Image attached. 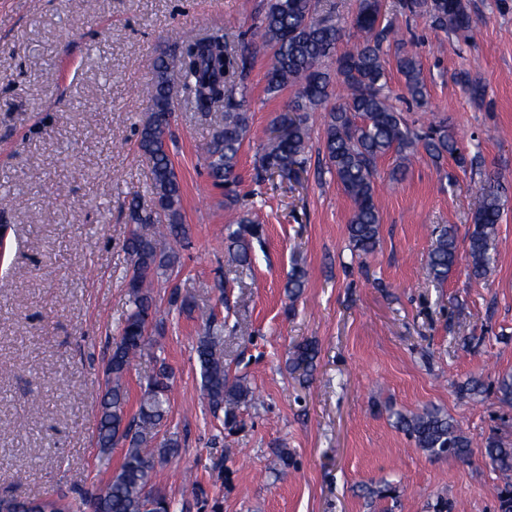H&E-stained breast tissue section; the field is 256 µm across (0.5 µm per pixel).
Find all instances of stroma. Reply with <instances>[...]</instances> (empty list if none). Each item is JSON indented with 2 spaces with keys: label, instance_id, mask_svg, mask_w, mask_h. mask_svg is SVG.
Instances as JSON below:
<instances>
[{
  "label": "stroma",
  "instance_id": "stroma-1",
  "mask_svg": "<svg viewBox=\"0 0 512 512\" xmlns=\"http://www.w3.org/2000/svg\"><path fill=\"white\" fill-rule=\"evenodd\" d=\"M267 0H0V496L72 499L107 481L123 446L98 457L94 438L104 366L129 309L125 241L133 198H147L137 149L151 74L147 59L178 53L214 32L251 68L235 82L250 116L238 159L239 201L224 204L204 147L220 120L175 100L169 151L183 186L187 240L181 267L154 290L163 321L154 358L132 362L128 413L158 363L171 373L170 412L158 438L177 456L156 464L154 487L172 512H432L443 497L463 512H497L498 476L481 454L431 458L393 425L392 413L434 405L482 445L512 438V408L493 392L460 395L469 378L512 372V0H469V41L409 18L385 0L401 40L386 45L389 86L415 126L447 122L465 164L421 155L392 179L395 154L377 162L380 242L355 255L353 203L327 169L323 117L314 112L300 182L255 178L256 154L296 90L267 93L269 53L254 49ZM416 52L427 102L403 100L399 50ZM501 185L496 261L487 278L458 265L433 282L427 257L440 225L466 247L488 178ZM249 213L264 228L249 269L225 262L229 225ZM307 272L296 300L284 285ZM193 295L224 324V362L255 393L227 430L200 398L198 314L172 305ZM316 342L312 375L290 370V349ZM288 449L284 472L268 473ZM380 482L395 497L368 500Z\"/></svg>",
  "mask_w": 512,
  "mask_h": 512
}]
</instances>
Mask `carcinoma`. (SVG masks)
Here are the masks:
<instances>
[{"mask_svg": "<svg viewBox=\"0 0 512 512\" xmlns=\"http://www.w3.org/2000/svg\"><path fill=\"white\" fill-rule=\"evenodd\" d=\"M319 3L320 0H268L261 18V47L271 51L266 91L275 94L294 86L297 94L288 104L292 116H284L279 126L281 134L258 152L256 178L277 175L298 179L311 140L310 114L328 108L321 136L323 152L329 172L354 203L347 225L350 247L359 256L368 255L379 245L377 160L390 151L402 160L420 150L435 161L448 154L462 163L464 157L458 152L447 123L440 122L419 133L392 105L383 45L394 37V32L391 26L382 24L383 0H359L351 24L360 41L340 56L336 55V47L341 29L320 12ZM402 8L426 16L434 28L447 33L466 38L472 30L466 0H404ZM333 57L334 77L324 68L325 61ZM396 65L411 100L422 102L426 86L418 57L405 51L397 57ZM248 67V57L228 51L225 36L219 34L188 44L177 59L157 58L152 62L149 115L137 132L138 150L150 164V197L144 202L134 199L129 205L132 229L125 250L130 262L126 282L130 309L105 364V393L100 400L96 441L102 458H109L112 448L119 444L126 446V452L118 471L106 484L83 492L74 500L1 497L0 512H170L171 501L151 485V474L155 461H166L178 454L180 440L173 434L163 439L153 453L144 452L169 413L170 372L167 366L159 365L131 417L126 411L124 378L132 360L149 354L152 348L148 327L157 313L151 291L153 281L170 279L181 263L178 250L163 243L162 238L177 240L187 234L181 224L182 184L168 146L174 98L181 92L194 108L222 114L206 147L207 168L214 184L224 186L225 199L236 203L238 157L250 126L244 101L236 99L230 78H245ZM335 81L344 86L347 94L342 103L330 107ZM501 210L499 185L489 181L482 188L472 215L465 255L459 254L454 229L438 227L427 259L429 277L443 283L464 260L472 277L486 278L494 263L493 242ZM261 235V226L246 214L236 227L228 228L231 263L250 267L254 243L260 241ZM305 283L306 271L294 266L285 285L288 298H298ZM195 353L203 398L213 412H224V424L235 423L239 408L253 400V391L226 369L224 324L211 313L204 320ZM318 356V345L306 341L289 352L288 364L291 370L308 375L316 368ZM490 387L502 405L512 408L509 373L498 376L491 385L473 377L460 386V392L476 398ZM394 424L429 457L468 461L474 454L472 440L438 407L396 412ZM481 453L490 460L502 482L497 491L498 512H512V441L502 436L489 437Z\"/></svg>", "mask_w": 512, "mask_h": 512, "instance_id": "obj_1", "label": "carcinoma"}]
</instances>
